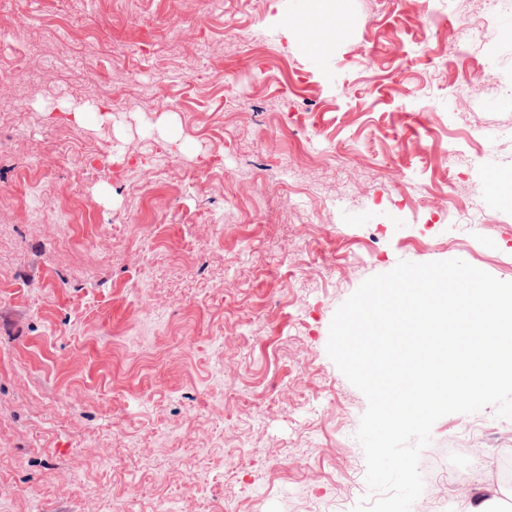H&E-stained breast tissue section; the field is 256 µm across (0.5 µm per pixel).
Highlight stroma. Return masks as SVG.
I'll return each mask as SVG.
<instances>
[{"mask_svg":"<svg viewBox=\"0 0 512 512\" xmlns=\"http://www.w3.org/2000/svg\"><path fill=\"white\" fill-rule=\"evenodd\" d=\"M328 7L315 51L312 0H0V512H352L337 308L402 260L512 282V0L459 54L488 0ZM510 461L494 407L440 418L414 512H505ZM496 21V9H492L488 15L485 16L482 26H473L467 24L465 27L453 30L452 34V49L460 50L469 41L476 40L482 33V29ZM466 29V37L463 34V30Z\"/></svg>","mask_w":512,"mask_h":512,"instance_id":"35a3bbf8","label":"stroma"}]
</instances>
